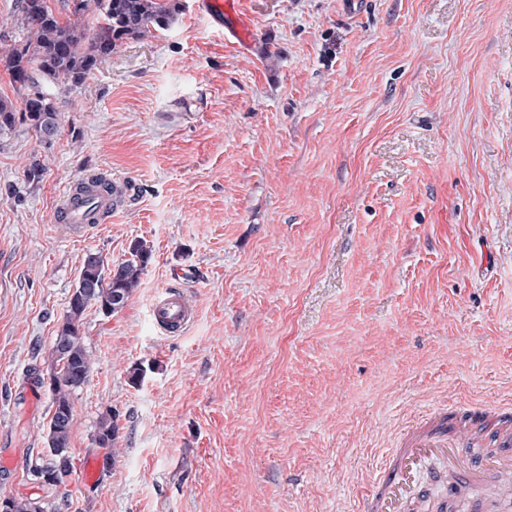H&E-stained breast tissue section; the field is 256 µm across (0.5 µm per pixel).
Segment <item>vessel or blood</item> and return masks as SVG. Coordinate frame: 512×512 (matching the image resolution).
I'll use <instances>...</instances> for the list:
<instances>
[{"label": "vessel or blood", "instance_id": "1", "mask_svg": "<svg viewBox=\"0 0 512 512\" xmlns=\"http://www.w3.org/2000/svg\"><path fill=\"white\" fill-rule=\"evenodd\" d=\"M199 11L216 24L232 21V30L246 37L248 22L237 17L233 0H200ZM123 182L113 183L111 191L92 186L86 194L71 193L55 213L56 221L81 230L110 209L115 198L129 193ZM154 324L167 333L184 332L196 311L180 287H165L151 310ZM404 447L393 449L386 463L362 498L363 512H404L413 493L421 463L430 458L444 460L457 472L461 484L481 482L484 475L512 476V407L497 411L480 405H467L450 412H439L418 427H409Z\"/></svg>", "mask_w": 512, "mask_h": 512}]
</instances>
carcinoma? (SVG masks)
Returning <instances> with one entry per match:
<instances>
[{"instance_id":"carcinoma-1","label":"carcinoma","mask_w":512,"mask_h":512,"mask_svg":"<svg viewBox=\"0 0 512 512\" xmlns=\"http://www.w3.org/2000/svg\"><path fill=\"white\" fill-rule=\"evenodd\" d=\"M49 2L17 0L15 26L22 37L0 52V69L27 94L20 113L10 99L0 97V135L12 130L19 120L29 123L39 138L47 131L58 132L60 107L102 59L126 39H141L168 27L182 9L180 0H65L61 14ZM130 254V259L109 271L96 253L84 260L52 349L49 390L54 411L47 436L49 451L31 469L36 479L74 469L68 455L71 394L88 382L91 370L81 320L92 306L106 315L125 306L151 257L141 242L131 246ZM118 437L116 417L110 413L101 416L94 438L97 447L113 449Z\"/></svg>"}]
</instances>
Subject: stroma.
Returning a JSON list of instances; mask_svg holds the SVG:
<instances>
[{"label": "stroma", "instance_id": "stroma-1", "mask_svg": "<svg viewBox=\"0 0 512 512\" xmlns=\"http://www.w3.org/2000/svg\"><path fill=\"white\" fill-rule=\"evenodd\" d=\"M236 2L248 44L182 0L73 92L50 143L25 122L0 137V498L358 512L409 425L512 405V0ZM96 177L136 192L88 232L56 223ZM138 240L139 288L82 318L74 471L43 488L57 329L85 257ZM170 284L196 306L173 337L151 319ZM119 426L116 417L111 413L101 416L94 441L98 448L108 449L116 448L119 437Z\"/></svg>", "mask_w": 512, "mask_h": 512}]
</instances>
